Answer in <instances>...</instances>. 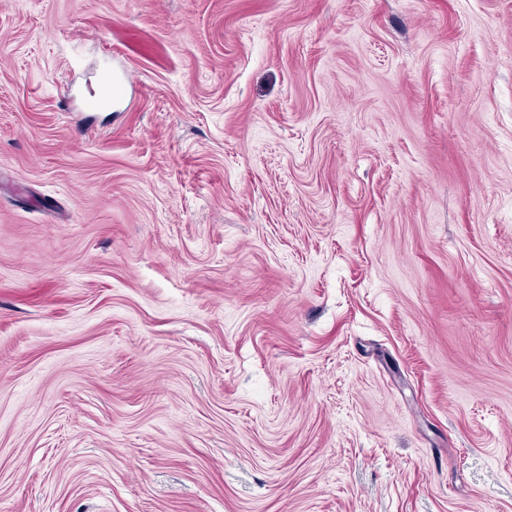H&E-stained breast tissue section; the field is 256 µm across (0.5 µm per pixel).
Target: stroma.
<instances>
[{
  "mask_svg": "<svg viewBox=\"0 0 512 512\" xmlns=\"http://www.w3.org/2000/svg\"><path fill=\"white\" fill-rule=\"evenodd\" d=\"M0 512H512V0H0Z\"/></svg>",
  "mask_w": 512,
  "mask_h": 512,
  "instance_id": "35a3bbf8",
  "label": "stroma"
}]
</instances>
